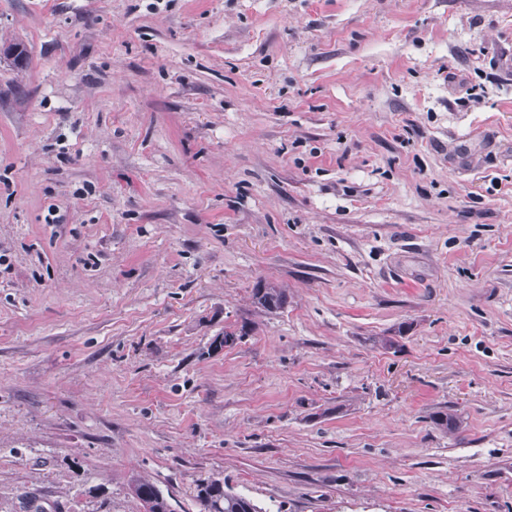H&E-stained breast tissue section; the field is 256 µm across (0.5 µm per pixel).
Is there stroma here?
<instances>
[{
  "label": "stroma",
  "instance_id": "obj_1",
  "mask_svg": "<svg viewBox=\"0 0 512 512\" xmlns=\"http://www.w3.org/2000/svg\"><path fill=\"white\" fill-rule=\"evenodd\" d=\"M0 251V512H512V0H0ZM252 296L254 303L268 313L282 309L286 301L283 288L262 280L256 283ZM128 488L142 504L145 512H172L168 499L149 481L133 477ZM196 497L204 512H266L254 500L236 492L220 479L200 482Z\"/></svg>",
  "mask_w": 512,
  "mask_h": 512
}]
</instances>
